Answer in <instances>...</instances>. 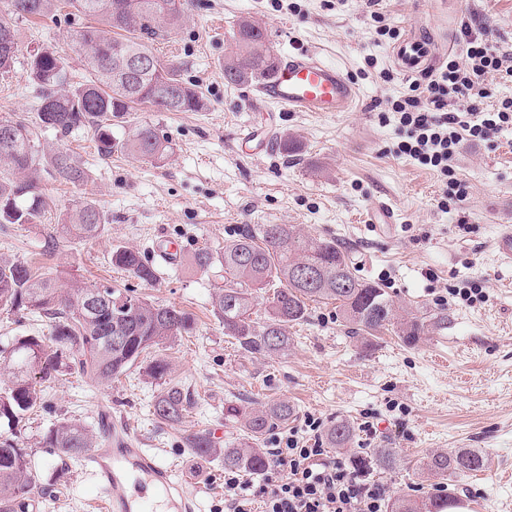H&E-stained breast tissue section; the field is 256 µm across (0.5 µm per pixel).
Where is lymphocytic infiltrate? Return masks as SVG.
<instances>
[{
    "instance_id": "1",
    "label": "lymphocytic infiltrate",
    "mask_w": 512,
    "mask_h": 512,
    "mask_svg": "<svg viewBox=\"0 0 512 512\" xmlns=\"http://www.w3.org/2000/svg\"><path fill=\"white\" fill-rule=\"evenodd\" d=\"M458 39L462 59L451 58L415 82V94L392 103L404 136L396 148L419 165L448 179L449 195L463 198L466 185L451 179L452 162L461 142L485 140L512 127V98L484 109L490 91L486 77L512 81V54L501 51L472 21L462 22ZM266 483L259 490L237 478L224 481L226 512H252L261 498L263 512H387V491L367 472L331 457L321 442L289 432L273 449Z\"/></svg>"
}]
</instances>
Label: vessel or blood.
<instances>
[{
    "label": "vessel or blood",
    "mask_w": 512,
    "mask_h": 512,
    "mask_svg": "<svg viewBox=\"0 0 512 512\" xmlns=\"http://www.w3.org/2000/svg\"><path fill=\"white\" fill-rule=\"evenodd\" d=\"M396 66L408 76L430 69L436 62L434 39L410 30L392 52ZM355 85L333 64L311 50L283 57L278 73L255 91L254 111L273 106L282 112H349L357 102ZM101 439L84 458L86 470L102 499L101 512H145L151 495L170 500L178 512L191 505L184 485L172 465L164 463L151 449L112 420L110 411L98 415Z\"/></svg>",
    "instance_id": "b4317fda"
}]
</instances>
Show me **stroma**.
<instances>
[{
    "instance_id": "stroma-1",
    "label": "stroma",
    "mask_w": 512,
    "mask_h": 512,
    "mask_svg": "<svg viewBox=\"0 0 512 512\" xmlns=\"http://www.w3.org/2000/svg\"><path fill=\"white\" fill-rule=\"evenodd\" d=\"M379 9L377 19L365 0H192L178 34L155 49L161 60L180 64L203 108L140 106L116 130L126 136L151 125L170 142L166 159L119 153L104 161L90 132L43 133L44 151L69 149L90 180L64 186L43 176L49 208L41 223L0 226V257L27 262L60 285L76 278L90 288L135 289L154 303L191 312L196 329L160 348L170 363L165 383L136 368L109 385L76 373L52 383L44 410L14 426L38 489L29 512H94L98 491L82 466L57 475L60 461L40 439L63 420L98 432L105 409L144 447L177 464L189 487L207 486V493L196 491L195 512H222L224 460L197 458L185 438L204 430L216 433L220 448L243 441L244 424L226 416V407L277 401L291 404L295 414L260 448L304 430L309 416L326 429L348 423L353 436L340 457L394 449V468L379 476L392 499L435 495L434 477L421 468L433 452L476 449L485 467L457 478L456 503L467 512H512V262L495 247L502 225H512V128L486 142H462L454 169L467 196L440 206L444 186L437 174L395 154L401 136L390 102L409 95V81L394 66L395 39L378 36L376 28L386 24L402 37L418 25L438 35L440 54L462 52L449 50L428 0H381ZM462 16L476 18L494 45L512 51V0H465ZM243 17L265 27L277 54L312 49L341 68L359 90L358 109L280 112L267 123L250 103L255 85L226 84L220 68ZM88 24L60 13L16 20L18 59L0 75V118L35 120L41 99L27 63L37 53L59 51L73 75L83 77V54L72 35ZM252 122L273 128L274 137L262 154L247 156L239 151L238 132ZM287 138L298 142L299 152H283ZM88 193L109 216L104 232L90 240L62 238L45 250L55 224ZM379 204L392 208V223L371 222ZM258 224H292L337 241L354 274L384 288L399 316L430 318L425 335L409 345L389 330L362 342L351 337L335 305L313 303L291 328L286 353L244 352L214 315V272L188 268L186 260L201 248L223 250ZM163 241L179 244L181 253L154 283L110 262L116 247L152 259ZM463 287L477 289L472 302L453 297ZM443 313L447 325H434ZM166 383L188 389L194 399L177 422L152 414Z\"/></svg>"
}]
</instances>
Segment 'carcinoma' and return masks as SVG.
<instances>
[{
	"mask_svg": "<svg viewBox=\"0 0 512 512\" xmlns=\"http://www.w3.org/2000/svg\"><path fill=\"white\" fill-rule=\"evenodd\" d=\"M10 9L0 15V73L10 71L19 52L15 18L43 16L65 7L91 17L97 25L74 34L83 50L89 76L71 81L68 66L56 50H45L29 62V77L45 93L38 125L13 122L14 135L0 138V224H35L49 205L42 192V173L72 185H85L89 175L63 149L52 153L40 150V132L52 129L66 136L88 127L93 130L99 156L112 158L115 152L136 158L161 161L170 151V142L150 125H142L127 138H119L114 128L125 122L135 107L148 105L160 112H197L203 99L194 85L183 80L174 63L156 60L153 70L135 84L116 79L117 59L133 49L151 50L158 40H167L182 26L188 0H9ZM232 48L224 57V82L233 85L261 84L272 78L279 60L263 66L260 49L267 42L262 26L242 18L233 29ZM108 218L96 200L85 196L58 225V233L72 238H93L101 234ZM112 265L150 283L156 269L142 256L126 247L112 249ZM317 266L318 283L313 286L295 273ZM197 269H215L222 284L214 295V313L224 325V335L236 340L245 352L262 357L288 351V328L307 315L308 303L331 301L353 334H370L397 325V334L407 343H416L425 333L423 318L413 315L397 319L384 289L359 279L348 256L333 240L311 237L291 224H261L245 230L224 244L221 252L206 248L192 257ZM271 288L268 318L256 326L251 319L257 294ZM123 304L104 309L95 316L82 310V302L92 289L71 281L62 289L41 277L20 261L0 259V310L38 314L54 320V345L37 336H21L9 349V384L0 389V419L11 425L44 403L38 381H46L63 371H77L98 382L111 383L139 363L146 351L173 342L194 331V318L175 305H154L129 288L124 292L103 288ZM146 375L161 380L169 373V362L158 358L145 368ZM193 406L191 394L178 386L165 388L153 404V416L164 422L178 421ZM227 415L241 418L248 439L259 440L275 425L288 422L294 408L286 402L261 408L229 406ZM350 428L339 423L328 431L335 447L344 446ZM193 453L208 458L218 451L210 434L199 431L186 437ZM40 444L60 460H75L86 449L96 447L93 435L82 424L61 422L45 433ZM224 469L261 473L268 466L265 454L251 445L226 448ZM371 463L380 471L395 464L391 448H375ZM485 466L481 452L462 449L434 453L423 461V469L439 479V491L459 475L478 472ZM30 460L13 440L0 435V512H24L34 493ZM452 504L449 495L418 500L412 495L395 499L391 512H441Z\"/></svg>",
	"mask_w": 512,
	"mask_h": 512,
	"instance_id": "carcinoma-1",
	"label": "carcinoma"
}]
</instances>
